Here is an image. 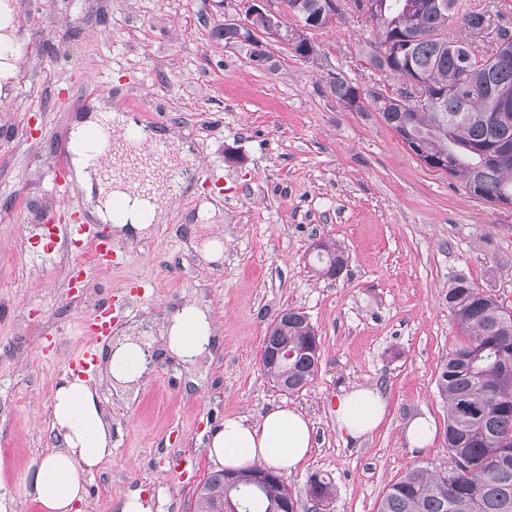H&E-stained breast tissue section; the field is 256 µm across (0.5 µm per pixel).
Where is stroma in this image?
<instances>
[{
  "instance_id": "1",
  "label": "stroma",
  "mask_w": 512,
  "mask_h": 512,
  "mask_svg": "<svg viewBox=\"0 0 512 512\" xmlns=\"http://www.w3.org/2000/svg\"><path fill=\"white\" fill-rule=\"evenodd\" d=\"M485 12L472 33L481 54L497 28H512V0H465ZM242 0H17L24 60L0 103V455L14 471L53 446L51 401L84 342V325L106 290L120 314L113 331L157 335L166 313L206 301L217 323L211 357L194 367L157 357L147 383L124 399L102 386L115 445L89 479L83 512H113L135 489H165L160 512H196V490L218 466L210 434L224 418L260 420L279 406L313 424L309 458L286 476L300 512L315 473L330 477L332 512H378L406 471L448 467L446 406L436 379L443 357L463 343L448 312V281L462 274L512 310V207L470 195L427 167L373 109L351 112L329 95V74L362 96L393 79L367 65L359 43L372 24L347 14L309 31L317 62L270 43L273 69L256 68L214 30ZM109 98L141 126L172 132L195 171L167 223L122 242V265L95 269L90 252L65 243L84 192L56 177L73 123ZM54 230H47V220ZM224 239L220 263L197 244ZM348 257L340 278L313 269L316 241ZM91 268L70 292L72 265ZM151 282L128 293L129 282ZM305 312L319 338V367L298 395L264 374L268 326L285 309ZM355 385L381 389L387 414L372 433H340L329 408ZM431 418L433 441L409 448L403 428ZM188 475L178 484L173 466Z\"/></svg>"
}]
</instances>
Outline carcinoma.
<instances>
[{
	"label": "carcinoma",
	"instance_id": "carcinoma-1",
	"mask_svg": "<svg viewBox=\"0 0 512 512\" xmlns=\"http://www.w3.org/2000/svg\"><path fill=\"white\" fill-rule=\"evenodd\" d=\"M339 0H283L288 15L300 19L292 30L297 55L316 62L315 47L305 33L331 26L342 10ZM366 21L375 25V38L363 42L360 54L372 69L387 77L421 83L424 105L409 112L394 95H375L371 107L428 167L462 180L472 195L496 205L512 201V167L497 162L504 146L512 147V122L494 124L498 92L512 90V34L500 33L503 48L488 57L468 53L449 43L448 22L458 0H373ZM238 31L223 25L217 38L244 52L258 67L273 68L267 47L248 46ZM327 88L344 108L360 112L359 88L341 74ZM317 272L338 278L346 268L342 246L328 239L316 252ZM448 311L466 339L448 352L441 364L437 389L448 407L444 441L448 470L415 467L390 484L379 512H512V312L464 275L448 282ZM305 313L288 310V322L265 337V343L288 346L293 357L285 365L264 368L274 386L300 393L315 377V354L306 342ZM508 462L501 476L489 475L491 458ZM287 481L270 483L261 493L246 489L238 512H276ZM224 496V474L209 476L197 496L200 512L217 509Z\"/></svg>",
	"mask_w": 512,
	"mask_h": 512
}]
</instances>
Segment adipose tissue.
Returning a JSON list of instances; mask_svg holds the SVG:
<instances>
[{"label": "adipose tissue", "mask_w": 512, "mask_h": 512, "mask_svg": "<svg viewBox=\"0 0 512 512\" xmlns=\"http://www.w3.org/2000/svg\"><path fill=\"white\" fill-rule=\"evenodd\" d=\"M15 8L11 0H0V88L10 85L17 74L13 63L19 55ZM111 120L110 143L90 151L86 136L100 127V118L89 115L74 123L68 149L74 181L86 196L93 214L111 224L117 237L149 236L156 225L166 223L171 197L163 185H155L152 198L144 205L119 211L115 198H136L135 180L107 183L106 168L98 161L106 156L117 163L114 145L126 140L132 119L118 109L107 113ZM215 343L212 317L208 308L190 303L178 308L169 319L163 337L166 354L192 363ZM149 344L136 336H120L100 352V368L113 387L124 392L138 389L148 370ZM386 399L378 389L354 386L336 397L331 410L339 431L361 438L383 421ZM51 429L57 445L34 457L19 474H12L0 457V512H18L21 499L41 505L43 512H81L87 497L86 479L112 457V434L106 426L96 387L73 375L63 378L52 397ZM313 426L300 411L278 407L258 422L241 416L225 418L209 443V456L220 466L243 470L264 464L282 471L294 470L310 455Z\"/></svg>", "instance_id": "adipose-tissue-1"}]
</instances>
